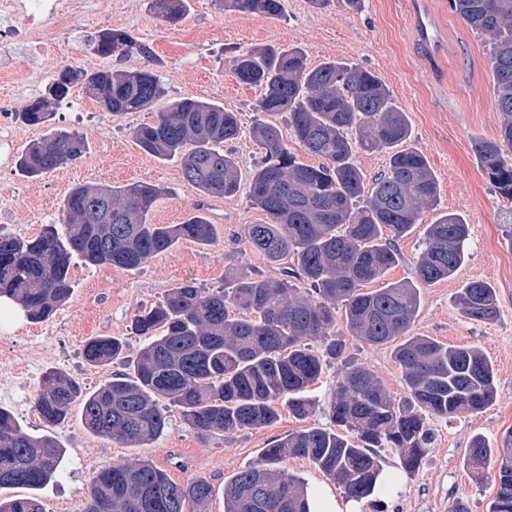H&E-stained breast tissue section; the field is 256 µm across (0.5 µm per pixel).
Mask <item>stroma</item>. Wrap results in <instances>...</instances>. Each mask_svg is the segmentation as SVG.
I'll return each mask as SVG.
<instances>
[{"instance_id":"1","label":"stroma","mask_w":512,"mask_h":512,"mask_svg":"<svg viewBox=\"0 0 512 512\" xmlns=\"http://www.w3.org/2000/svg\"><path fill=\"white\" fill-rule=\"evenodd\" d=\"M427 2L440 27L441 44L433 53L415 42L409 0H363L358 10L346 0H329L323 8L314 7L311 0H285V15L280 19L227 10L218 0H190L187 17L175 25L154 15L147 0H92L89 12L70 27L65 43L38 60L35 83L0 84V100L18 112L45 94L65 65L88 71L139 69V57L102 58L87 48V35L123 29L149 43L161 58L159 74L167 88L157 108L115 119L81 86H74L65 99L55 102L54 124L78 131L88 149L80 160L36 180L21 176L16 164L39 137V129L28 126L15 137L0 124V231L31 238L44 225L61 224L63 200L75 185L146 182L167 190L156 203V223H182L201 203L218 232L217 245L183 241L134 271L74 259L73 293L53 317L32 323L21 316L0 324V406L10 409L29 433H44L33 398L47 368L67 372L87 390H94L111 377L113 369L85 362L82 350L88 339L115 336L139 347L142 340L131 331L137 309L162 300L179 282L192 280L213 287L223 284L230 268L265 270V263L249 252L242 236L244 225L265 220L263 212L250 203L248 185H241L231 198H203L183 179L178 161L147 154L135 144L130 129L155 120L158 108L178 99L202 98L221 104L240 119L243 132L229 148L242 176H250L264 156L247 134L260 92L242 84L229 62L253 46L294 45L304 50L310 64L339 59L362 65L386 81L396 106L408 117L415 146L426 155L438 179V203L426 212V221L456 212L470 226L464 264L452 279L422 289L412 331L447 344L479 348L495 369L497 401L480 413L432 419L435 444L415 475L400 470L397 455L389 451L383 452L382 465L393 469L395 480L385 496L387 512H450L458 500L467 503L469 512H487L498 490L495 471L487 469L483 480L477 481L463 462L474 435L495 441L512 428V202L496 192L473 151L476 140L499 133L488 45L452 10L450 0ZM476 279L497 291L499 312L492 322L466 319L453 305L458 289ZM347 346L358 363L382 379L395 399L405 397L402 369L391 346L376 348L353 338ZM340 370L337 364L325 370L311 392L319 408L306 421L284 413L272 427L241 432L231 439L200 438L175 413L159 440L127 448L87 432L79 417H72L55 431L68 450V460L39 492L46 512H81L95 473L134 457L152 461L179 483L207 479L214 487L211 512H224L225 481L257 464L270 441L305 425H328L326 408Z\"/></svg>"}]
</instances>
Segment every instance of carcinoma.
Listing matches in <instances>:
<instances>
[{
    "instance_id": "obj_1",
    "label": "carcinoma",
    "mask_w": 512,
    "mask_h": 512,
    "mask_svg": "<svg viewBox=\"0 0 512 512\" xmlns=\"http://www.w3.org/2000/svg\"><path fill=\"white\" fill-rule=\"evenodd\" d=\"M156 15L179 22L190 0H151ZM472 31L487 38L496 86L499 135L479 140L474 153L496 191L512 202V0H453ZM224 8L266 18L283 16V0H224ZM98 56L136 55L135 72L64 68L56 83L61 100L76 84L119 118L140 112L165 96L157 74L161 60L150 45L122 30L88 39ZM237 78L261 91L255 112L288 113L289 135L257 117L248 134L265 149L249 181L251 205L266 221L246 224L248 250L278 274L230 269L224 286L202 288L184 281L163 299L137 310L132 332L144 342L131 355L115 336L89 339L83 348L91 366L120 363L123 371L87 392L75 377L49 369L34 397L37 414L62 427L79 406L88 432L142 448L161 438L176 410L201 438H231L274 426L280 408L298 420L318 403L309 395L325 368L336 361L330 424L276 438L260 463L224 482V512H310L305 480L280 467L292 456L312 462L342 486L346 498L379 512V495L392 480L382 473L378 449L390 450L402 470L416 473L434 447L433 417L477 413L497 397L491 362L473 346H454L429 336L409 335L420 309L421 289L446 280L463 265L469 224L444 213L430 224L424 214L439 194L426 156L412 144L405 112L394 103L385 80L356 64L327 60L310 65L295 46L265 45L230 60ZM33 101L20 112L29 126L47 128L18 160L33 178L80 159L87 150L76 131L51 126L54 113ZM242 133L237 113L201 99L183 98L131 130L134 142L162 160H180L183 178L207 197L229 198L240 188L233 154L221 148ZM300 146L318 163L299 159ZM385 153L388 167L371 182L355 164L358 151ZM163 189L147 183L121 187L83 184L64 199L63 228L51 224L31 239L0 232V296L40 322L72 295L73 257L116 270H138L182 240L217 244L215 225L195 211L181 224H156L153 208ZM423 225V248L413 276L388 282L398 263L396 242ZM292 256L289 268L280 261ZM379 287L372 288L370 284ZM460 314L488 323L498 314L497 291L471 280L453 297ZM345 325L336 327V311ZM381 347L394 344L407 396L398 401L384 383L348 353L346 336ZM318 341L323 348H314ZM66 448L48 432L33 435L0 407V489L23 488L21 498H0V512H44L37 495L61 470ZM498 462V490L489 512H512V429L490 443L475 435L464 465L482 479ZM211 483H177L149 460L130 459L99 470L81 512H208Z\"/></svg>"
}]
</instances>
